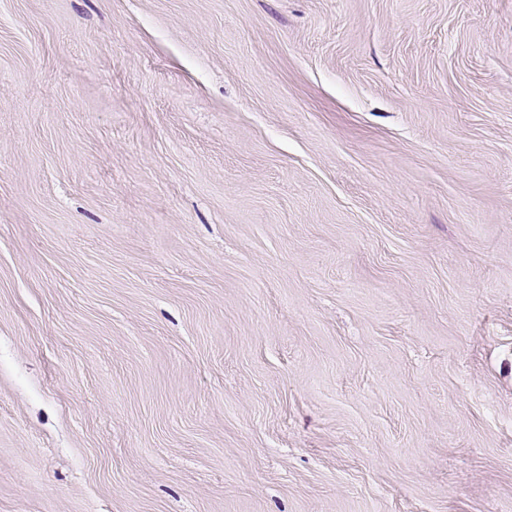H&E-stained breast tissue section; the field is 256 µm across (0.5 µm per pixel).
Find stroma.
<instances>
[{"label": "stroma", "mask_w": 512, "mask_h": 512, "mask_svg": "<svg viewBox=\"0 0 512 512\" xmlns=\"http://www.w3.org/2000/svg\"><path fill=\"white\" fill-rule=\"evenodd\" d=\"M0 512H512V0H0Z\"/></svg>", "instance_id": "obj_1"}]
</instances>
